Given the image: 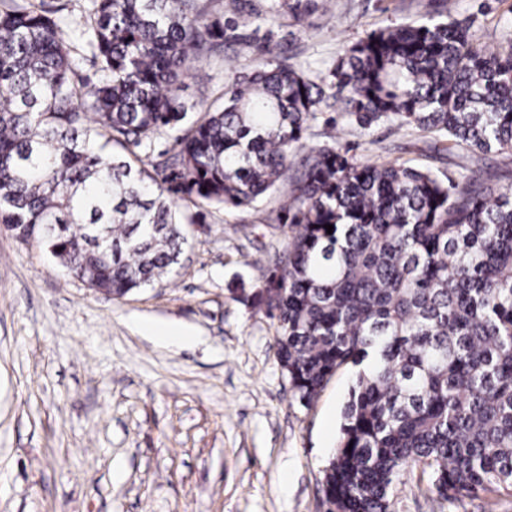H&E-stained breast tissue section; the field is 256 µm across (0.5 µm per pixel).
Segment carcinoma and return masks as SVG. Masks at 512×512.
<instances>
[{
  "mask_svg": "<svg viewBox=\"0 0 512 512\" xmlns=\"http://www.w3.org/2000/svg\"><path fill=\"white\" fill-rule=\"evenodd\" d=\"M42 2L0 0V224L124 297L177 271L190 207L254 209L305 152L276 216L288 248L234 299L276 320L299 401L357 368L319 508L392 512L421 462L444 499L511 495L512 186L474 156L512 152V39L480 45L430 15L371 32L315 81L247 30L301 26L317 0H230L225 21L207 0H90L81 45ZM230 32L265 63L208 106L182 98ZM80 49L94 84L76 79ZM327 109L411 127L466 175L307 146ZM167 131L175 153L154 163Z\"/></svg>",
  "mask_w": 512,
  "mask_h": 512,
  "instance_id": "obj_1",
  "label": "carcinoma"
}]
</instances>
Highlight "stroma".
I'll list each match as a JSON object with an SVG mask.
<instances>
[{"label":"stroma","instance_id":"obj_1","mask_svg":"<svg viewBox=\"0 0 512 512\" xmlns=\"http://www.w3.org/2000/svg\"><path fill=\"white\" fill-rule=\"evenodd\" d=\"M428 0H328L303 29L258 32L310 78L324 76L368 33L421 19ZM474 40L512 38V0H454ZM234 42L207 57L213 101L245 65ZM336 145L360 161L426 167L452 180L457 157L410 129L338 122ZM207 207L188 227L170 281L122 298L67 277L37 244L0 233V512H318L324 469L340 440L353 367L302 405L275 354L276 323L232 298L252 290L288 238L273 213ZM190 328L197 345L152 335ZM439 496L418 465L393 512H512V495Z\"/></svg>","mask_w":512,"mask_h":512}]
</instances>
